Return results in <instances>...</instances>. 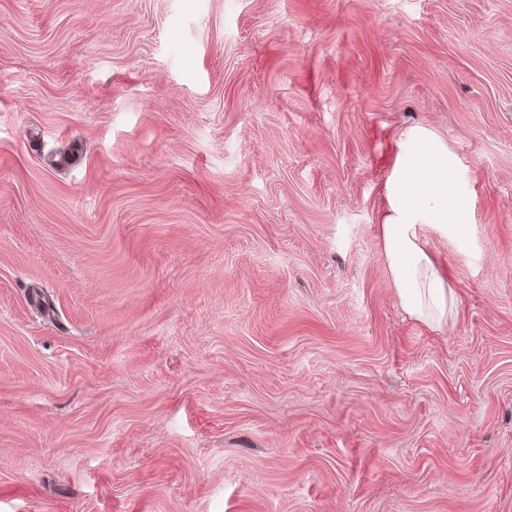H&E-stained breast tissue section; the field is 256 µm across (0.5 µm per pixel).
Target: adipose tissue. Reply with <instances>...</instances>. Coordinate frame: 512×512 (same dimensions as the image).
Instances as JSON below:
<instances>
[{"label": "adipose tissue", "mask_w": 512, "mask_h": 512, "mask_svg": "<svg viewBox=\"0 0 512 512\" xmlns=\"http://www.w3.org/2000/svg\"><path fill=\"white\" fill-rule=\"evenodd\" d=\"M392 195L381 230L400 305L416 321L443 329L455 316L456 296L426 249L425 232L444 229L449 215L462 212L448 180L447 155L431 141L415 139L396 174Z\"/></svg>", "instance_id": "ef3b65f1"}]
</instances>
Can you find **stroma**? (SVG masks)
<instances>
[{
	"instance_id": "obj_1",
	"label": "stroma",
	"mask_w": 512,
	"mask_h": 512,
	"mask_svg": "<svg viewBox=\"0 0 512 512\" xmlns=\"http://www.w3.org/2000/svg\"><path fill=\"white\" fill-rule=\"evenodd\" d=\"M0 512H512V0H0ZM392 195L391 213L381 230L400 305L416 321L442 330L455 316L456 296L427 252L425 231L448 229V212H462L448 181L447 155L431 141L416 138L396 174Z\"/></svg>"
}]
</instances>
